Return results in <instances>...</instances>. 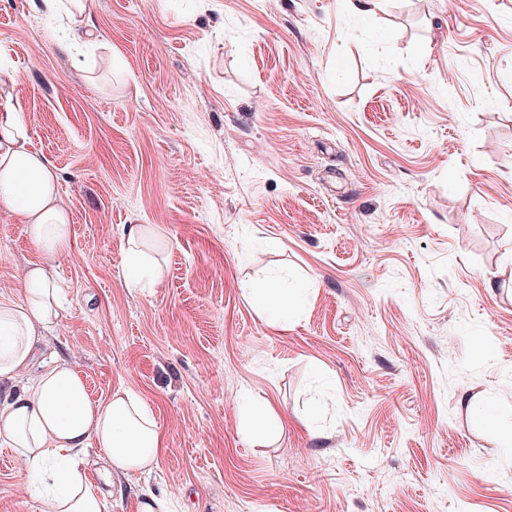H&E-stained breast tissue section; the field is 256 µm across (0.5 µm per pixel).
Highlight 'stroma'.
I'll list each match as a JSON object with an SVG mask.
<instances>
[{
    "instance_id": "obj_1",
    "label": "stroma",
    "mask_w": 512,
    "mask_h": 512,
    "mask_svg": "<svg viewBox=\"0 0 512 512\" xmlns=\"http://www.w3.org/2000/svg\"><path fill=\"white\" fill-rule=\"evenodd\" d=\"M88 9L68 50L42 0H0V106L70 218L44 356L164 434L110 512H512V0ZM126 224L156 230L154 287L123 281ZM43 260L0 211V299ZM261 285L305 301L279 322ZM40 509L0 444V512ZM251 422V434L254 436H265L272 433H279L284 422L273 411L264 405H252L248 409Z\"/></svg>"
}]
</instances>
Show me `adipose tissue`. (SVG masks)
Here are the masks:
<instances>
[{
    "mask_svg": "<svg viewBox=\"0 0 512 512\" xmlns=\"http://www.w3.org/2000/svg\"><path fill=\"white\" fill-rule=\"evenodd\" d=\"M28 138L24 117L1 110L0 210L19 215L31 245L54 259L69 244L70 226L57 203L58 177L29 149ZM122 235L126 283L156 285L163 270L146 249L148 225H125ZM62 309L57 279L40 265L27 271L20 300L0 302V442L29 465L41 512H103L105 494L86 472L88 448L104 451L107 470L149 472L159 461L163 438L138 395L121 388L106 401L93 400L82 376L66 362L45 366L17 385Z\"/></svg>",
    "mask_w": 512,
    "mask_h": 512,
    "instance_id": "ef3b65f1",
    "label": "adipose tissue"
}]
</instances>
